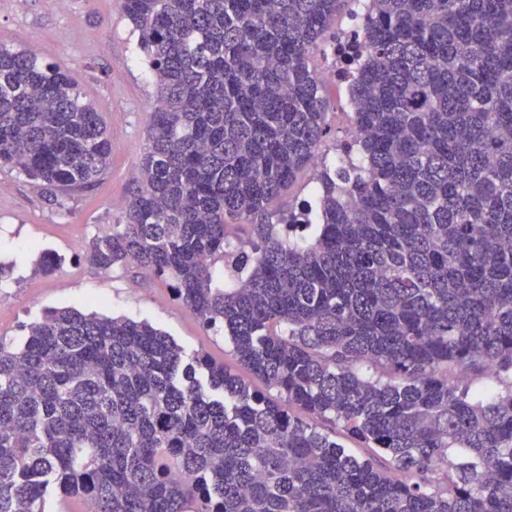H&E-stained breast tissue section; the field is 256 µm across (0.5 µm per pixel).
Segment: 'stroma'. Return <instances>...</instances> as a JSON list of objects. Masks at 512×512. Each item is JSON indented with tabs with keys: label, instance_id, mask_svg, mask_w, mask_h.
I'll list each match as a JSON object with an SVG mask.
<instances>
[{
	"label": "stroma",
	"instance_id": "stroma-1",
	"mask_svg": "<svg viewBox=\"0 0 512 512\" xmlns=\"http://www.w3.org/2000/svg\"><path fill=\"white\" fill-rule=\"evenodd\" d=\"M32 47L47 61L69 71L100 112L112 140V158L104 180L60 200L17 170L0 167V261L14 265L11 280L0 287V336L23 341L27 324L48 309L74 307L109 317L148 321L165 331L185 359L208 356L231 365L250 387L263 383L235 364L224 331L202 325L179 300L167 280L144 279L135 266L110 271L83 258L82 244L102 229L124 221L120 206L140 179L156 86L147 73L138 35L124 16L120 0H0V43ZM330 107L327 161H336V143L346 139L350 104L346 85L327 77ZM59 260L41 274V253Z\"/></svg>",
	"mask_w": 512,
	"mask_h": 512
}]
</instances>
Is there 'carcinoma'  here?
<instances>
[{
    "mask_svg": "<svg viewBox=\"0 0 512 512\" xmlns=\"http://www.w3.org/2000/svg\"><path fill=\"white\" fill-rule=\"evenodd\" d=\"M348 2L120 0L157 95L84 258L170 280L283 402L147 321L49 310L0 336V512H512V0H357L361 137L314 223L274 203L329 133L311 60ZM111 153L70 74L0 43V166L68 195Z\"/></svg>",
    "mask_w": 512,
    "mask_h": 512,
    "instance_id": "cac0c4a2",
    "label": "carcinoma"
}]
</instances>
